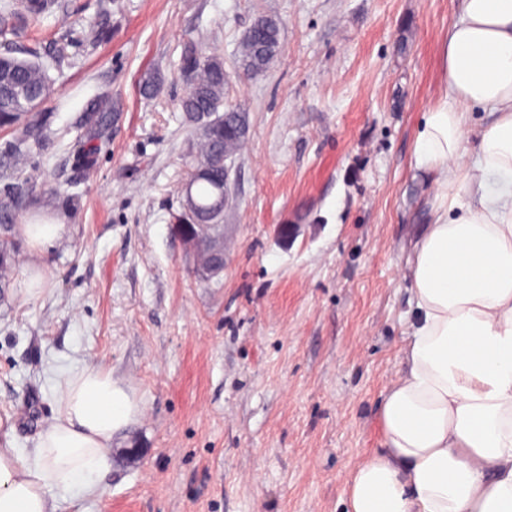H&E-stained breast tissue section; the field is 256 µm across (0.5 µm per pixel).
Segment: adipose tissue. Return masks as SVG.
<instances>
[{"instance_id": "obj_1", "label": "adipose tissue", "mask_w": 512, "mask_h": 512, "mask_svg": "<svg viewBox=\"0 0 512 512\" xmlns=\"http://www.w3.org/2000/svg\"><path fill=\"white\" fill-rule=\"evenodd\" d=\"M438 54L444 99L415 146L433 200L408 261L404 365L382 396L380 448L345 482L344 512H512V0H461ZM474 108L489 120L471 147ZM18 230L31 248L26 303L64 224ZM59 404L29 455L0 448V512H57L56 493L102 487L113 437L142 412L99 367L66 376Z\"/></svg>"}]
</instances>
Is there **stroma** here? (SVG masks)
<instances>
[{
    "instance_id": "obj_1",
    "label": "stroma",
    "mask_w": 512,
    "mask_h": 512,
    "mask_svg": "<svg viewBox=\"0 0 512 512\" xmlns=\"http://www.w3.org/2000/svg\"><path fill=\"white\" fill-rule=\"evenodd\" d=\"M104 7L111 32L96 42ZM264 14L281 22L282 52L249 77L237 45ZM459 16V0H54L17 16L23 39L68 52L42 106L54 144L32 158L36 202L17 221L46 211L65 232L39 297L21 302L11 285L0 300V448H35L59 382L88 366L142 407L112 442L102 489L60 512H342L402 367L408 260L431 197L414 145L443 97L437 44ZM188 39L223 53L224 102L249 118L211 282L178 232ZM102 93L109 137L85 178L73 151Z\"/></svg>"
}]
</instances>
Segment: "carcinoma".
Instances as JSON below:
<instances>
[{
	"instance_id": "carcinoma-1",
	"label": "carcinoma",
	"mask_w": 512,
	"mask_h": 512,
	"mask_svg": "<svg viewBox=\"0 0 512 512\" xmlns=\"http://www.w3.org/2000/svg\"><path fill=\"white\" fill-rule=\"evenodd\" d=\"M281 25L278 18L260 15L243 33L237 54L240 67L250 76L267 72L281 50ZM15 29L0 23V130L10 139L4 142L0 154L11 163L30 158L32 151L43 152L52 143L50 120L40 111L53 91V80L43 58H62V48L41 43L26 48L16 47ZM179 75L186 85L178 101V109L195 130V163L188 172L183 188V219L185 224L224 223L225 161L240 154L248 139L249 122L240 108H224V59L209 53L201 44L188 40L182 44L178 61ZM112 98L101 96L92 100L81 117L85 142L73 155L74 166L87 177L99 164L103 140L106 138ZM209 170L206 176L196 174ZM30 203L22 188L7 185L0 192V288L9 286L7 272L15 262L10 245L16 236L17 212ZM211 241L207 236L197 241L201 265L209 266L204 279L220 278L224 258L212 257Z\"/></svg>"
}]
</instances>
